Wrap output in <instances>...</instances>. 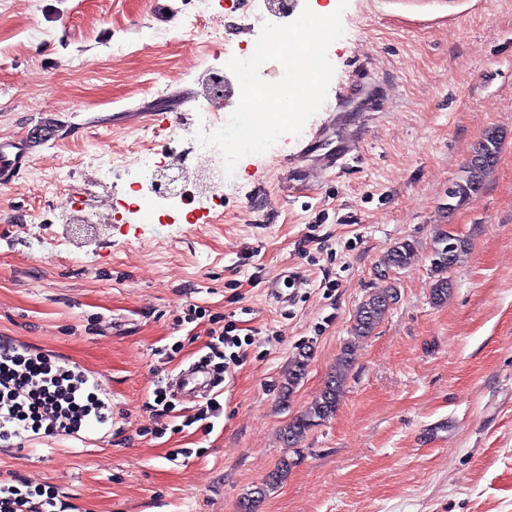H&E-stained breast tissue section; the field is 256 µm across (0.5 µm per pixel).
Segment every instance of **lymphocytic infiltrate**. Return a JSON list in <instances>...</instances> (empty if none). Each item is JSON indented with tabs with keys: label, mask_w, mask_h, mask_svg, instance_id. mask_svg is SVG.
Segmentation results:
<instances>
[{
	"label": "lymphocytic infiltrate",
	"mask_w": 512,
	"mask_h": 512,
	"mask_svg": "<svg viewBox=\"0 0 512 512\" xmlns=\"http://www.w3.org/2000/svg\"><path fill=\"white\" fill-rule=\"evenodd\" d=\"M99 398L83 370L33 360L28 352L0 353V441L29 430L75 437L96 416Z\"/></svg>",
	"instance_id": "obj_1"
}]
</instances>
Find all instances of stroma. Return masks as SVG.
Here are the masks:
<instances>
[{"instance_id": "1", "label": "stroma", "mask_w": 512, "mask_h": 512, "mask_svg": "<svg viewBox=\"0 0 512 512\" xmlns=\"http://www.w3.org/2000/svg\"><path fill=\"white\" fill-rule=\"evenodd\" d=\"M261 0H174V25L150 0H0V140L30 149L0 185V336L102 373L112 427L90 440L32 436L0 443V486L51 492L55 512H239L281 460L287 477L258 512H512V0H349L344 38L318 125L349 80L378 90V111L349 107L358 161L318 182L286 185L300 137L236 167L224 209L186 185L200 224H153L122 211L86 236L85 205L122 180L88 177L89 146L125 151L141 136L186 149L202 105V70H225L256 35ZM52 33L40 50L30 23ZM172 94L179 117L158 104ZM148 117L122 125L126 111ZM67 123L35 141V125ZM501 140L482 191L449 208L475 145ZM470 238L448 300L430 296L439 230ZM414 241L411 263L378 273L386 250ZM302 287L276 302L268 276ZM398 301L368 337L353 315L376 289ZM231 328L214 370L220 417L205 400L147 409L157 388L206 359ZM353 363L335 416L297 445L281 433L304 413L342 350ZM310 356L291 395L285 375Z\"/></svg>"}]
</instances>
